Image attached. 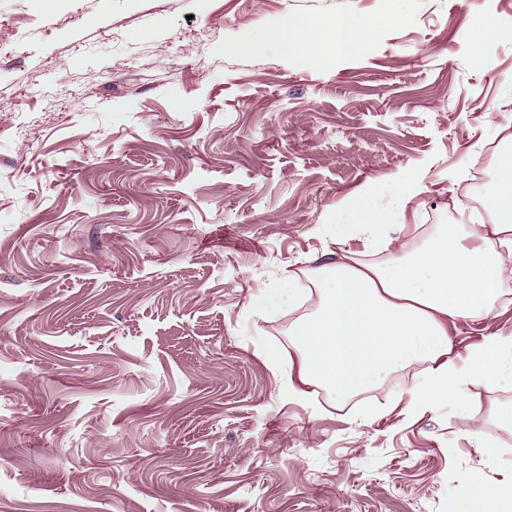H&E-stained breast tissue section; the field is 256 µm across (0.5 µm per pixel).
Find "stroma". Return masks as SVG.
I'll use <instances>...</instances> for the list:
<instances>
[{
    "label": "stroma",
    "mask_w": 512,
    "mask_h": 512,
    "mask_svg": "<svg viewBox=\"0 0 512 512\" xmlns=\"http://www.w3.org/2000/svg\"><path fill=\"white\" fill-rule=\"evenodd\" d=\"M376 27L344 54L334 25ZM303 25L292 47L272 32ZM512 0H0V512H512V388L407 414L424 367L340 402L267 350L313 311L259 285L329 264L339 203L422 178L415 242L512 151ZM253 49L237 53L236 45ZM512 332V298L457 320ZM380 418H370L371 410ZM295 273L285 271L275 288L262 285L258 289L256 304L264 312L279 311L288 307L293 310L300 307L312 294ZM464 506L461 512H492L491 495L481 488L477 482L464 486L460 492Z\"/></svg>",
    "instance_id": "35a3bbf8"
}]
</instances>
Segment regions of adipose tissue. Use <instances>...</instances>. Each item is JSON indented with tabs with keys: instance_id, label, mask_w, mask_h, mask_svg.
Instances as JSON below:
<instances>
[{
	"instance_id": "ef3b65f1",
	"label": "adipose tissue",
	"mask_w": 512,
	"mask_h": 512,
	"mask_svg": "<svg viewBox=\"0 0 512 512\" xmlns=\"http://www.w3.org/2000/svg\"><path fill=\"white\" fill-rule=\"evenodd\" d=\"M486 208L490 221L442 225L420 246L401 240L403 225L376 206L373 194L338 208L328 227L333 242L393 245L399 255L366 264L348 251L306 280L286 272L276 287H259L256 304L264 312L296 309L313 294L320 300L290 332L298 363L283 370L277 352L266 354L281 388L300 398L320 385L345 400L423 362L425 374L407 404L415 413L436 397L466 408L477 383L512 387V335L489 337L463 354L448 333L450 322L490 316L512 280V157L499 163Z\"/></svg>"
}]
</instances>
